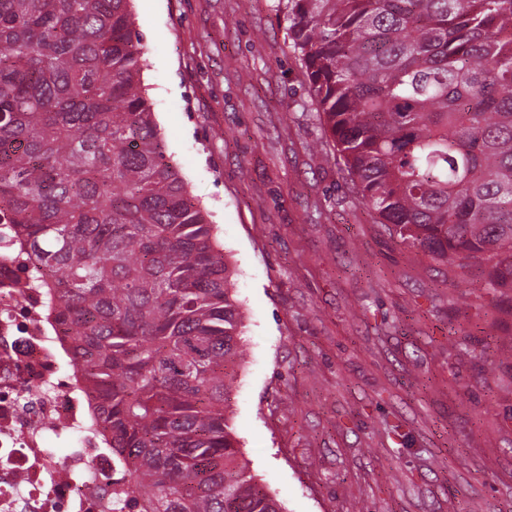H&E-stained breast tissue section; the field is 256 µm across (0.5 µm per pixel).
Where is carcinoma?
<instances>
[{
    "mask_svg": "<svg viewBox=\"0 0 512 512\" xmlns=\"http://www.w3.org/2000/svg\"><path fill=\"white\" fill-rule=\"evenodd\" d=\"M131 0H0V224L96 395L140 512H281L225 403L243 317L141 86ZM361 201L512 283V0H283Z\"/></svg>",
    "mask_w": 512,
    "mask_h": 512,
    "instance_id": "cac0c4a2",
    "label": "carcinoma"
}]
</instances>
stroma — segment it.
<instances>
[{
    "label": "stroma",
    "instance_id": "obj_1",
    "mask_svg": "<svg viewBox=\"0 0 512 512\" xmlns=\"http://www.w3.org/2000/svg\"><path fill=\"white\" fill-rule=\"evenodd\" d=\"M282 0H132L171 163L233 270L226 407L285 512H512V290L352 192Z\"/></svg>",
    "mask_w": 512,
    "mask_h": 512
}]
</instances>
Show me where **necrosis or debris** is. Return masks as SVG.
I'll return each mask as SVG.
<instances>
[{
    "instance_id": "obj_1",
    "label": "necrosis or debris",
    "mask_w": 512,
    "mask_h": 512,
    "mask_svg": "<svg viewBox=\"0 0 512 512\" xmlns=\"http://www.w3.org/2000/svg\"><path fill=\"white\" fill-rule=\"evenodd\" d=\"M30 270L22 245L7 235L0 243V512H111L119 470Z\"/></svg>"
}]
</instances>
